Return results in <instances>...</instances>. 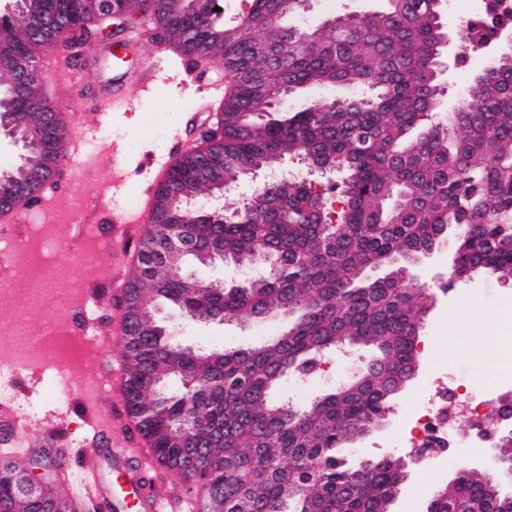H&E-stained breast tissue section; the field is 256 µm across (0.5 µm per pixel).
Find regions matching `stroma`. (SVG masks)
Segmentation results:
<instances>
[{"mask_svg": "<svg viewBox=\"0 0 512 512\" xmlns=\"http://www.w3.org/2000/svg\"><path fill=\"white\" fill-rule=\"evenodd\" d=\"M104 55L102 42L95 40L85 45L83 62L95 65L90 74L82 70V62L52 51L42 53L39 73L50 83L55 104L69 116L71 134L86 137L83 172L77 176L71 167H64L39 204L28 207L17 223H0V246L36 242L43 235V214L57 215L78 198L86 200L80 219L90 225V235H80L67 224L53 226L60 251L51 258L52 269L42 283L47 297L40 304H26V290L33 276L25 258L19 255L0 260V318L7 322L66 321L73 308L69 284L74 279L79 280L87 297L100 304L95 315L96 330H89L83 323L77 327L87 337V357L77 378L61 389L42 362H27L12 381L8 408L14 423L0 425V453H10L22 462L35 453L29 444L31 438L45 431L54 433L58 448L66 457L68 476H53L51 482L68 495L80 488V465L87 448L95 445L101 425L111 429V442L126 441L134 448L142 445L139 437L130 436L125 429L123 398L114 391L112 377L125 358L123 338L113 330L121 314L115 299L128 271L123 256L136 251L143 227L128 224L123 236H115L112 214L139 207L159 176L162 163L178 147L189 148L198 143L200 131L215 126L217 113L207 110L206 105L213 88L227 83L219 63H211L205 75L198 78L187 73L182 61L170 52H139L122 79L131 107L126 112H114L106 97L97 93L98 87L112 78ZM488 60L485 53L461 56L457 45L449 44L443 57L446 70L440 75L445 87L442 112H451L464 98L471 79L486 67ZM114 154L124 168L126 188L117 196L103 199L96 196L95 188L109 173L105 158ZM454 252L453 242H445L414 268V275L434 293L422 332L430 351L422 356L417 378L401 396L387 425L348 451L356 464L389 454L406 458L409 477L395 512H425L430 495L454 478L460 461H467L484 473L501 478L506 475L495 448L485 449L478 457L468 456L463 448L415 457L402 444L403 435L413 427L414 404L451 384L465 361L484 359L494 364L493 369L477 370L469 376L468 385L476 391L499 383L498 363H512V283L494 274L449 283ZM159 317L170 326L176 343L194 348L245 346L276 335L283 328L277 318L250 326L234 322L187 324L180 322L165 304L159 307ZM490 317L497 322L500 334L493 345L487 342L486 320ZM359 366L355 359L328 358L313 379L289 386L288 394L296 401H306L352 378Z\"/></svg>", "mask_w": 512, "mask_h": 512, "instance_id": "35a3bbf8", "label": "stroma"}]
</instances>
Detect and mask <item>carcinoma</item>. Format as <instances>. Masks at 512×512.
Listing matches in <instances>:
<instances>
[{
	"mask_svg": "<svg viewBox=\"0 0 512 512\" xmlns=\"http://www.w3.org/2000/svg\"><path fill=\"white\" fill-rule=\"evenodd\" d=\"M310 0H251L226 23L212 0H189L181 16L166 0H126L149 15L150 40L166 45L191 71L217 59L229 89L215 128L177 157L153 192L191 217L192 248L218 244L226 263L249 259L259 276L227 288L183 270L188 253L146 255L165 225L151 223L124 294L163 300L186 321L212 317L251 325L270 314L281 334L235 349L195 351L162 332L125 340L127 416L162 470L196 486L213 512H394L407 464L392 455L352 466L342 451L382 429L415 379L417 345L434 295L411 280L413 268L452 234L455 258L447 286L488 270L512 281V47L499 43L509 18L498 0L448 32L442 0H384L379 11H346L318 27L285 25ZM87 0H47L48 9L81 28ZM192 28L207 54L183 39ZM16 53L69 52L51 32L29 39L12 30ZM474 51L495 47L493 65L469 84L446 122L439 59L448 41ZM344 85L357 95L324 101L283 119L280 101L303 87ZM14 103L36 128L49 111ZM39 143L63 164L67 138ZM416 137H410L415 129ZM224 168L201 171L210 155ZM287 157L307 169L331 166L337 180L283 176L286 187H258L210 218L197 201L217 184L268 171ZM382 268L384 275L366 272ZM349 346L370 351L357 376L296 406L273 392L317 371L327 354ZM512 475V431L499 436ZM24 464L0 461V512H55L71 501L57 493L14 501ZM426 512H512L500 479L467 464L437 490Z\"/></svg>",
	"mask_w": 512,
	"mask_h": 512,
	"instance_id": "cac0c4a2",
	"label": "carcinoma"
}]
</instances>
